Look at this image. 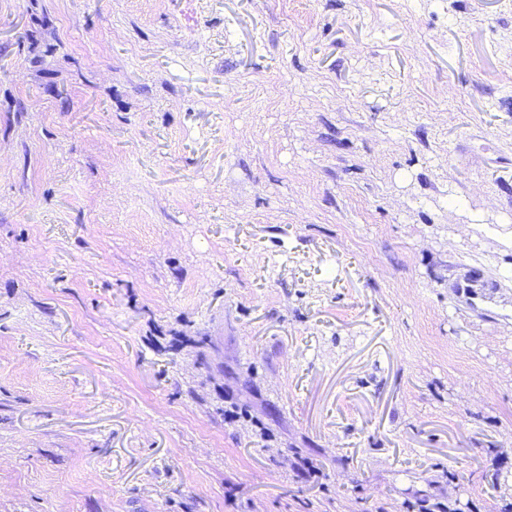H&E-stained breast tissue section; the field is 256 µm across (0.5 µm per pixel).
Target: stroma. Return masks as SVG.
I'll list each match as a JSON object with an SVG mask.
<instances>
[{"label": "stroma", "instance_id": "1", "mask_svg": "<svg viewBox=\"0 0 512 512\" xmlns=\"http://www.w3.org/2000/svg\"><path fill=\"white\" fill-rule=\"evenodd\" d=\"M504 224L512 0H0V512H512Z\"/></svg>", "mask_w": 512, "mask_h": 512}]
</instances>
